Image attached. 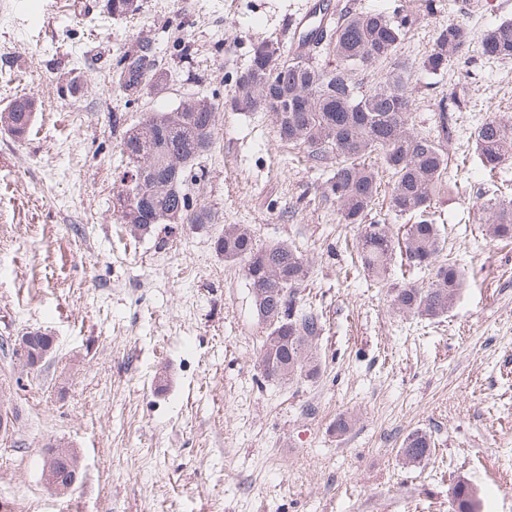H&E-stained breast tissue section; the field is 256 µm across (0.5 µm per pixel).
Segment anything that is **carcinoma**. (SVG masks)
Wrapping results in <instances>:
<instances>
[{
  "label": "carcinoma",
  "instance_id": "cac0c4a2",
  "mask_svg": "<svg viewBox=\"0 0 512 512\" xmlns=\"http://www.w3.org/2000/svg\"><path fill=\"white\" fill-rule=\"evenodd\" d=\"M104 7L112 18L122 19L137 13L141 0H105ZM404 36L403 25L382 13L342 14L334 32V68L309 56L284 59L279 48L258 41L236 78L229 106L239 112H260L259 103L270 101L280 141L302 148L317 165L336 160L328 195L336 202L341 223L362 226L357 241L362 272L377 282L387 280L393 255L402 250L409 266L429 271L431 282L425 287L405 280L395 284L390 288V305L398 313L434 320L448 314L466 284L465 270L458 263L439 260L445 238L426 219L441 191L453 190L446 181L448 153L408 127L405 66L394 67L379 87L365 89L350 77L354 69L365 70L390 58ZM469 42L470 31L460 22L437 28L425 67L434 73L443 71ZM482 51L489 58L512 59V20L486 30ZM122 75L124 85L141 84L150 93L165 86L166 76L161 72L143 77L141 63ZM35 111L32 99L14 97L0 109V130L23 139ZM217 112L215 103L186 97L172 109L145 113L123 131L121 152L132 170L144 178L129 183L121 179V190L115 195L122 223L130 225L131 232L143 235L145 226L156 224L199 229L218 223L215 212L192 206L186 191L187 182L206 177L200 159L211 150ZM474 140L481 167L490 175L512 157V126L496 117L478 124ZM372 156L395 177L388 211L396 218H415L400 246L386 224L366 223L381 187L379 168L366 163ZM480 210L488 215L486 234L512 238V197H489ZM213 248L224 261L241 266L248 288L257 289L259 320L268 335L283 337L263 375L274 378L286 369L293 380L318 378L319 358L298 353L303 339H317L324 330L323 314L301 304V288L309 277L302 254L284 242L258 245L243 224L224 225V233L213 239ZM400 453L408 465L421 462L431 454V436L419 430L407 434ZM450 507L452 512H478V498L469 483L456 482Z\"/></svg>",
  "mask_w": 512,
  "mask_h": 512
}]
</instances>
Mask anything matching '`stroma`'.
<instances>
[{"label":"stroma","mask_w":512,"mask_h":512,"mask_svg":"<svg viewBox=\"0 0 512 512\" xmlns=\"http://www.w3.org/2000/svg\"><path fill=\"white\" fill-rule=\"evenodd\" d=\"M315 0H142L125 19L104 0H0V107L39 105L23 141L0 132V339L56 338L40 369L0 353V512H448L456 481L480 512H512V240L484 234L480 203L512 193V159L486 176L468 133L488 116L512 124V60L481 37L512 19V0H337L379 11L407 34L391 60L359 71L380 84L409 67V123L437 136L441 105L459 130L445 147L458 190L431 209L464 264L447 317L395 313L358 269L357 225L325 194L331 169L281 142L271 113L225 108L254 42L288 46L291 21ZM471 41L446 72L424 60L438 27ZM150 46L165 93L130 96L119 60ZM219 104L209 173L188 185L222 224H162L134 236L114 207L126 169L120 137L187 96ZM258 244L285 241L309 264L304 303L321 310L319 378H264V337L240 265L211 244L223 223ZM352 417L345 435L338 416ZM434 447L405 465L411 431ZM73 448L81 480L65 496L42 479L49 441Z\"/></svg>","instance_id":"1"}]
</instances>
